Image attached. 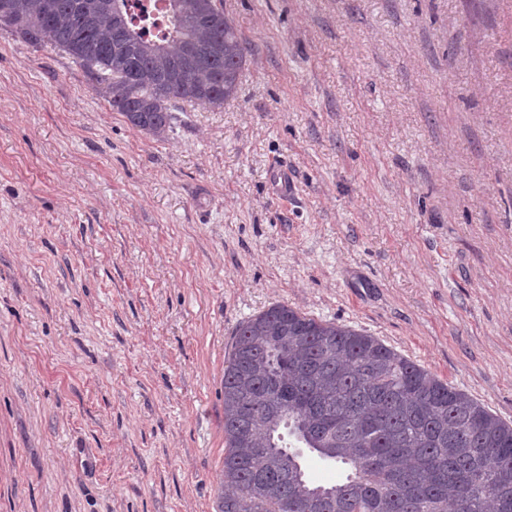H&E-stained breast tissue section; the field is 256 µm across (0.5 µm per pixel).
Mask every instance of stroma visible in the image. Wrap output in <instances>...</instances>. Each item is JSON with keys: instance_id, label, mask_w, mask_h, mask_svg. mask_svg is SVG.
I'll use <instances>...</instances> for the list:
<instances>
[{"instance_id": "stroma-1", "label": "stroma", "mask_w": 512, "mask_h": 512, "mask_svg": "<svg viewBox=\"0 0 512 512\" xmlns=\"http://www.w3.org/2000/svg\"><path fill=\"white\" fill-rule=\"evenodd\" d=\"M224 9L238 93L162 139L0 30V512H217L224 361L277 303L512 422V0Z\"/></svg>"}]
</instances>
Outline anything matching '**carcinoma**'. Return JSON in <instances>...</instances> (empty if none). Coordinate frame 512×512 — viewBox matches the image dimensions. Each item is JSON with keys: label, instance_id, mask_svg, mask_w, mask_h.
<instances>
[{"label": "carcinoma", "instance_id": "carcinoma-1", "mask_svg": "<svg viewBox=\"0 0 512 512\" xmlns=\"http://www.w3.org/2000/svg\"><path fill=\"white\" fill-rule=\"evenodd\" d=\"M0 29L68 54L153 137L179 102L224 108L246 64L222 0H0ZM283 428L345 481L310 484ZM221 485L220 512H512V424L378 338L276 304L225 360Z\"/></svg>", "mask_w": 512, "mask_h": 512}]
</instances>
